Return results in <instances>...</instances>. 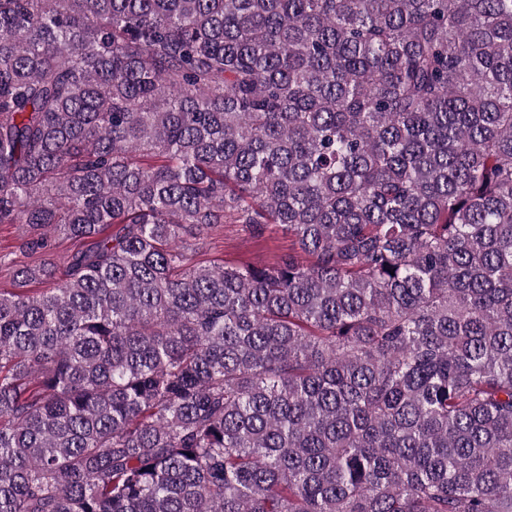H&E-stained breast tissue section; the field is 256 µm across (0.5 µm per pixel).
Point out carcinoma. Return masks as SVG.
<instances>
[{
	"label": "carcinoma",
	"instance_id": "obj_1",
	"mask_svg": "<svg viewBox=\"0 0 512 512\" xmlns=\"http://www.w3.org/2000/svg\"><path fill=\"white\" fill-rule=\"evenodd\" d=\"M0 224V512H512V0H0ZM32 230L25 224H0V254H17L22 261H37L39 255H19V247ZM196 260L203 265L247 260L273 263L295 248V239L278 226H270L265 238L257 241L246 235L237 224H215L199 241Z\"/></svg>",
	"mask_w": 512,
	"mask_h": 512
}]
</instances>
